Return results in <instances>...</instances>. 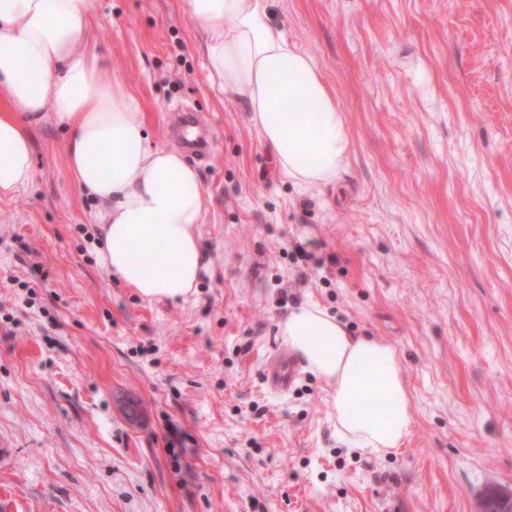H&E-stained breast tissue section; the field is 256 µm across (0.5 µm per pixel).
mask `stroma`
Returning a JSON list of instances; mask_svg holds the SVG:
<instances>
[{"label": "stroma", "mask_w": 512, "mask_h": 512, "mask_svg": "<svg viewBox=\"0 0 512 512\" xmlns=\"http://www.w3.org/2000/svg\"><path fill=\"white\" fill-rule=\"evenodd\" d=\"M265 12L342 115L334 182L277 172L238 94L212 88L188 0H94L151 144L173 146V103L212 122L204 270L175 302L112 279L65 133L35 128L31 181L0 197V512H475L512 490V0ZM306 303L396 350L401 448L340 441L307 367L267 385L295 358L278 322ZM295 365L288 363L284 365L279 361L270 363L267 370V379L271 387L275 389H286L293 380Z\"/></svg>", "instance_id": "stroma-1"}]
</instances>
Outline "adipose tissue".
<instances>
[{"mask_svg":"<svg viewBox=\"0 0 512 512\" xmlns=\"http://www.w3.org/2000/svg\"><path fill=\"white\" fill-rule=\"evenodd\" d=\"M213 87L234 90L277 170L299 184L335 179L345 125L314 60L270 24L263 0H189ZM93 0H0V196L28 185L33 126L67 132L78 188L98 203L101 260L144 300H185L203 257L196 235L204 192L174 149L149 144L138 102L90 36ZM288 348L331 388L337 437L383 454L400 447L412 413L394 349L353 336L318 305L278 324Z\"/></svg>","mask_w":512,"mask_h":512,"instance_id":"adipose-tissue-1","label":"adipose tissue"}]
</instances>
